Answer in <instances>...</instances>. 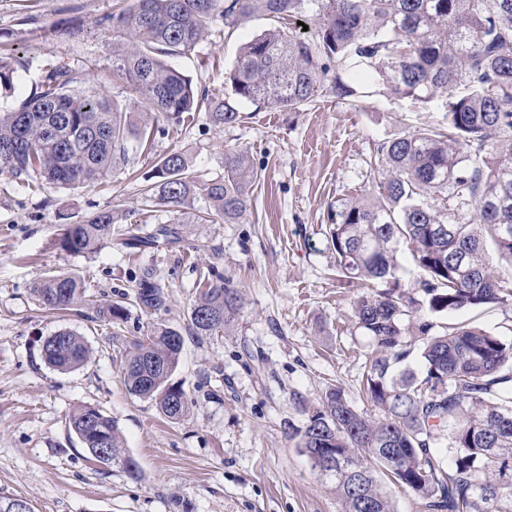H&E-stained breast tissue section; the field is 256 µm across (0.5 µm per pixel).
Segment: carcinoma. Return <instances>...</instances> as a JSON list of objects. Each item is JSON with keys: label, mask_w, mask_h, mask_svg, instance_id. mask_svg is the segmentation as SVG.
I'll use <instances>...</instances> for the list:
<instances>
[{"label": "carcinoma", "mask_w": 512, "mask_h": 512, "mask_svg": "<svg viewBox=\"0 0 512 512\" xmlns=\"http://www.w3.org/2000/svg\"><path fill=\"white\" fill-rule=\"evenodd\" d=\"M309 9L312 36L273 28L242 45L225 77L233 99L296 110L314 100L334 63L373 76L391 96L445 97L448 130H415L379 144L376 191L329 208L336 271L384 284L359 297L354 310L356 329L375 347L360 387L384 417L358 411L332 387L309 412L298 447L321 475L330 448L360 471L330 476L343 512H395L378 473L426 500L430 512H512V342L426 319L512 299V0H136L134 10L112 17V77L129 87L130 102L116 103L63 61L50 63L40 86L0 110V172L29 188L45 182L76 190L127 165L130 147L150 145L161 131L151 116L180 126L206 108L213 126H234L242 115L232 99L208 100L168 59L194 50L219 18L235 26ZM15 73L13 57L0 56L1 92L14 88ZM155 178L143 193L174 218L116 236L118 216L96 211L66 229L61 248L82 256L112 242L174 251L183 242L179 207L199 195L224 223L237 224L257 171L239 150L224 155V176L204 181L174 151L160 158ZM405 249L419 274V298L397 276ZM34 294L50 310L95 304L85 279L69 272L47 276ZM135 299L145 311L164 305L153 270L144 271ZM240 308L238 289L202 288L190 330L217 336ZM97 311L115 325L127 318L121 300ZM183 346L180 330L156 324L120 361L128 392L171 420L189 412L185 400L167 406ZM41 354L48 366L70 372L92 350L64 329L43 340ZM413 354L419 372L404 367ZM69 427L96 461L137 475L116 420L84 406ZM434 444L446 445L448 459ZM477 482L501 484L507 496L492 509L474 490ZM16 507L33 512L27 501L0 495V512Z\"/></svg>", "instance_id": "carcinoma-1"}]
</instances>
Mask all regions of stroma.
Wrapping results in <instances>:
<instances>
[{"instance_id":"35a3bbf8","label":"stroma","mask_w":512,"mask_h":512,"mask_svg":"<svg viewBox=\"0 0 512 512\" xmlns=\"http://www.w3.org/2000/svg\"><path fill=\"white\" fill-rule=\"evenodd\" d=\"M135 0H0V54L17 62L13 93L0 109L42 80L50 62L93 74L116 102L129 92L112 81V19ZM258 19L235 27L214 22L194 51L171 64L209 98L224 99V82L239 48L274 27ZM333 76L306 106L285 110L242 100V123L214 127L206 113L156 134L151 150L128 166L70 191H31L0 174V494L26 499L34 512H343L333 483L313 469L297 443L305 405L330 387L371 415L359 382L373 352L355 328L353 303L366 287L338 279L326 237L336 200L373 192L377 147L428 126H447L441 102L426 105L386 96L377 81L356 82L353 100L336 99ZM243 149L258 179L239 223L198 215L202 198L182 206L184 242L173 252L131 253L108 245L77 256L61 250L63 229L109 209L124 222H166L143 204L142 189L159 158L185 152L200 179L224 174L226 151ZM154 268L165 305H129L120 325L91 305L44 309L33 288L46 274L84 276L98 299L135 297L142 268ZM240 289L243 308L224 334L188 333L201 285ZM442 323L484 328L512 340V301L443 315ZM183 331L172 376L190 412L164 417L154 402L128 393L120 351L153 324ZM62 329L85 337L93 357L69 373L42 359L41 343ZM91 406L115 418L136 476L93 460L69 427L70 414Z\"/></svg>"}]
</instances>
